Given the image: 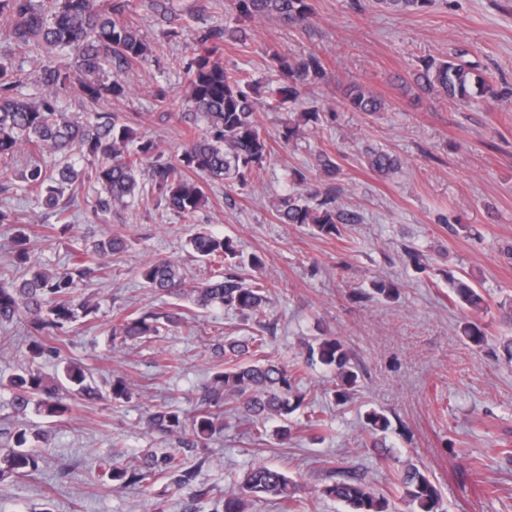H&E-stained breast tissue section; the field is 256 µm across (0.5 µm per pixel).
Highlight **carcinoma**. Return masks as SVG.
Here are the masks:
<instances>
[{
	"instance_id": "carcinoma-1",
	"label": "carcinoma",
	"mask_w": 512,
	"mask_h": 512,
	"mask_svg": "<svg viewBox=\"0 0 512 512\" xmlns=\"http://www.w3.org/2000/svg\"><path fill=\"white\" fill-rule=\"evenodd\" d=\"M234 20L222 25L202 27L195 33L193 57L186 66L187 100L193 122L204 123L203 132L187 125L182 132L183 146L177 159L163 160L155 140L141 134L134 120L123 112H107L98 105L120 101L130 95L122 71L150 60L153 50L128 21L133 0H0V17L11 23L13 50L37 63L33 71L39 95L33 99L18 96L19 68L10 54H0V156L13 155L21 146L31 149L36 159L24 169L22 189L36 194L41 204L65 215L78 201L71 193L65 203L62 188L93 183L100 188L96 201L98 214L133 205L156 211L162 223L169 215L190 217L209 203V182L230 180L243 189L259 183L270 156L267 136L259 123L256 88L246 72L224 65V45L248 39L240 25L243 19L276 16L301 28L309 27L308 0H231ZM434 0H379L381 6L399 12L424 11ZM153 21L176 35L175 15L169 0H152ZM267 55L278 72L269 98L274 107L296 105L307 86L327 77L328 57L319 50L288 58L275 49ZM468 51L457 49L446 57L423 62L412 73V82L422 91L442 92L464 105L480 98L495 97L487 76L479 65L466 60ZM75 85L78 95L89 106L80 116L60 109L57 92ZM343 105L354 112L374 113L385 109V101L358 82L349 83ZM333 109L310 106L300 113L303 124L318 126ZM365 166L388 175L400 167L398 158L379 148H367ZM319 181L313 183L301 171L292 174L293 184L303 193L277 195L271 206L280 224H312L324 236L341 235L339 225L357 224L359 214L344 209L336 194L340 165L327 151L318 155ZM36 235L33 225L19 229L12 238V267L24 272L18 280L0 268V324L24 321L29 349L36 355L60 356L58 337L69 333L70 325L97 309L89 297L75 299L78 286L109 272L107 258L122 251L126 235L122 228L112 230L107 239L91 248H76L61 272H48L36 266L33 251ZM189 246L198 258L234 266L244 262L232 241L211 232L191 236ZM145 287L173 299L164 312L122 310L112 318L109 329L118 347L143 336H156L161 330L184 319L182 301L199 309L220 308L238 312L262 325L267 302L266 286L246 285L235 275L188 283L172 260L156 258L138 272ZM390 298L398 287L384 280L372 283V292L357 290L352 298L367 301L370 294ZM451 300L462 307L485 311L488 303L470 282L459 279L451 287ZM466 338L480 345L487 328L479 320L463 324ZM267 339L263 335L246 341L225 344L224 352L234 358L231 366L214 373L203 387L200 404L192 411L163 403L150 411L146 429L163 439L192 432L195 444L205 446L221 435L229 420L249 425V433L260 441L266 422L288 416L303 403L304 395L295 392L288 367L262 358ZM304 362L320 365L331 377L328 392L339 405L347 404L359 383L357 366L346 345L338 338L325 336L304 346ZM0 387L11 394L15 411L24 414L30 405L49 417H62L70 411L68 399L79 396L92 401L103 398L91 386L81 365L72 361L64 380L48 382L40 372L23 368ZM373 434L390 427L382 413L366 416ZM26 430L16 445L0 454V479L23 476L36 470L39 455L26 446ZM125 451L112 450V481L121 485L143 486L166 473L176 490L191 486L193 472L182 467L181 459L169 448L145 457L130 468L120 462ZM394 488L401 494L409 512H438L440 493L429 476L409 464L394 475ZM296 489L279 469L258 465L249 470L239 492L224 496L214 512H246L252 499L273 497L284 512H291ZM321 495L344 504L347 512H386L387 498L376 494L362 480L346 475L325 486Z\"/></svg>"
}]
</instances>
